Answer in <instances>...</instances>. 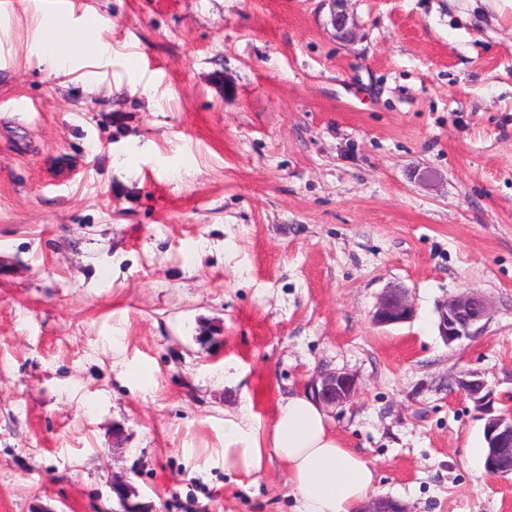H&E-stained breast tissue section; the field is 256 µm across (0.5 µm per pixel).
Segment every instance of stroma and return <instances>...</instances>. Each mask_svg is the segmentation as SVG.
<instances>
[{
  "label": "stroma",
  "instance_id": "35a3bbf8",
  "mask_svg": "<svg viewBox=\"0 0 512 512\" xmlns=\"http://www.w3.org/2000/svg\"><path fill=\"white\" fill-rule=\"evenodd\" d=\"M62 5L112 45L94 87L34 52ZM348 10L344 42L322 0H0V512H107L116 473L159 512H293L279 463L225 473L224 414L335 370L376 495L512 512L457 386L512 400V9ZM391 286L415 313L382 327ZM472 289L491 316L445 344ZM438 313L440 336L449 345L477 334L481 322L488 320L491 306L483 294L472 290L443 302Z\"/></svg>",
  "mask_w": 512,
  "mask_h": 512
}]
</instances>
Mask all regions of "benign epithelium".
<instances>
[{
  "instance_id": "benign-epithelium-1",
  "label": "benign epithelium",
  "mask_w": 512,
  "mask_h": 512,
  "mask_svg": "<svg viewBox=\"0 0 512 512\" xmlns=\"http://www.w3.org/2000/svg\"><path fill=\"white\" fill-rule=\"evenodd\" d=\"M329 4V24L337 38L349 41L354 32L346 9L348 0H326ZM491 306L487 298L476 290L467 291L443 302L439 308V332L448 345L473 336L488 319ZM414 315V306L404 288L386 289L378 298L372 320L379 326H394L408 322ZM461 393L474 401L486 416L484 434L491 452L486 465L490 471L501 473L500 461L512 454V413H495L491 390L479 375L468 373L457 380ZM312 397L325 407L343 406L357 393L358 383L347 372H326L316 375L307 384ZM112 493L121 507L119 512H154L149 502L139 500L137 489L122 477L112 478ZM360 512H409L407 507L389 497H374L365 502Z\"/></svg>"
}]
</instances>
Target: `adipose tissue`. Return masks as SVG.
I'll list each match as a JSON object with an SVG mask.
<instances>
[{"label":"adipose tissue","instance_id":"adipose-tissue-1","mask_svg":"<svg viewBox=\"0 0 512 512\" xmlns=\"http://www.w3.org/2000/svg\"><path fill=\"white\" fill-rule=\"evenodd\" d=\"M37 55L53 73L69 72L101 59L110 50L105 39L62 35L46 21L36 41ZM287 472L295 512H358L373 492L376 474L358 453L344 447L322 405L295 393L281 400L267 430H260L248 409L224 417V470L262 474L270 461Z\"/></svg>","mask_w":512,"mask_h":512}]
</instances>
